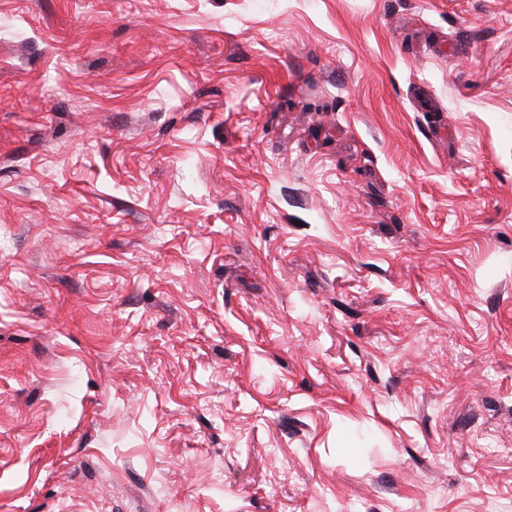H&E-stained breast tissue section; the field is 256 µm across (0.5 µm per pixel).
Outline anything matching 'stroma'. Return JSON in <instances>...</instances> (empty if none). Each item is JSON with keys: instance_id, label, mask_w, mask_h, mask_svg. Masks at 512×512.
Masks as SVG:
<instances>
[{"instance_id": "35a3bbf8", "label": "stroma", "mask_w": 512, "mask_h": 512, "mask_svg": "<svg viewBox=\"0 0 512 512\" xmlns=\"http://www.w3.org/2000/svg\"><path fill=\"white\" fill-rule=\"evenodd\" d=\"M504 255L512 0H0V512H512Z\"/></svg>"}]
</instances>
